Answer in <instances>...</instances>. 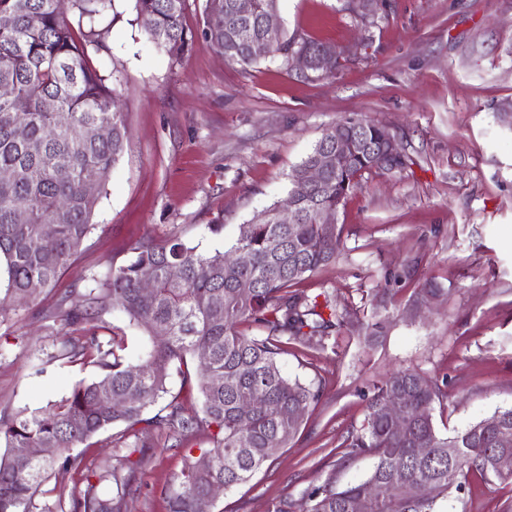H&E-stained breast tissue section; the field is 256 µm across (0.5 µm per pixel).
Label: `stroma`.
Listing matches in <instances>:
<instances>
[{
  "instance_id": "obj_1",
  "label": "stroma",
  "mask_w": 512,
  "mask_h": 512,
  "mask_svg": "<svg viewBox=\"0 0 512 512\" xmlns=\"http://www.w3.org/2000/svg\"><path fill=\"white\" fill-rule=\"evenodd\" d=\"M205 0H189L188 52L152 43L135 0H112L89 49L116 89L128 137L80 256L54 292L19 301L0 317V415L34 410L100 374L93 363L57 359L77 326L51 330L43 315L60 293L122 263L135 243L175 234L199 251L223 249L262 208L285 199L290 175L324 132L347 119L386 128L403 164L364 173L337 214L340 253L301 282L329 292L343 312L335 348L289 346L278 360L321 398L272 465L216 498L213 512H274L282 500L306 512L304 491L335 477H363L368 457L339 460L364 420V393L398 370L436 382L441 434L512 407V0H378L359 19L349 0H279L289 38L339 53L327 76H304L282 58L250 66L224 59L204 35ZM221 232H211V225ZM402 282H394V275ZM439 288L410 311L415 289ZM388 289L387 327L365 342L372 300ZM124 425L77 447L79 468L47 484L64 502L94 490L105 458L136 464L121 512H167L164 494L208 432L179 438L151 431L135 445ZM512 487L471 479L447 512H506Z\"/></svg>"
}]
</instances>
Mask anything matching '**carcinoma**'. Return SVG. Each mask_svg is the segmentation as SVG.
<instances>
[{"mask_svg": "<svg viewBox=\"0 0 512 512\" xmlns=\"http://www.w3.org/2000/svg\"><path fill=\"white\" fill-rule=\"evenodd\" d=\"M187 2L136 0L149 39L173 56L189 45ZM238 2L205 0L203 32L225 58L248 66L325 47L283 34L268 55L252 53L265 15L278 10L279 0H248L243 14ZM73 6L78 23H89L79 36L54 0H0V14L12 18L11 26L0 28V84L12 89L0 98V170L10 174L0 181V314L15 299L52 291L77 258L94 229L98 201L86 185L105 187L127 138L115 90L88 61L95 22L112 0H73ZM102 127L109 130L104 138L96 135ZM338 133L356 138V151L321 184H308L305 169ZM386 134L374 123L352 119L331 128L291 174L286 200L295 205V224L277 223L275 203L240 225L223 251L202 253L175 234L138 243L127 261L92 277L84 290L62 294L49 318L98 324L119 312L144 329L151 348L134 363L122 333L62 342L53 358L83 363L92 357L102 374L77 382L67 396L40 409L0 417V444L8 448L0 457V512H64L62 499L51 502L42 489L49 472L79 467L81 459L70 450L117 424L128 430L139 424L173 428L183 437L214 430L212 447L202 450L210 466L185 465L165 490L167 512H211L214 489L245 483L273 462L320 398L319 390L283 372L278 355L290 344L325 350L331 333L344 326L330 295L295 288L335 259L340 247V228L319 223V214L338 207L361 172L380 166ZM172 266L180 270L176 278L169 276ZM243 282L249 284L246 292ZM242 323L262 334L241 333ZM173 370L181 385L195 384L198 410L186 412L180 395L171 393ZM129 394L128 403L112 405ZM442 398L436 383L412 370L374 384L362 425L343 442L344 456H368L372 469L344 485L330 476L308 488V512H444L471 477L512 484V447H499L495 430L486 425L493 420L512 430V408L443 436L433 416ZM245 401L262 405L245 410ZM15 448L45 453L23 464ZM122 470L108 464L100 475L115 484L114 497L87 493L72 500L70 512H121L132 492Z\"/></svg>", "mask_w": 512, "mask_h": 512, "instance_id": "cac0c4a2", "label": "carcinoma"}]
</instances>
